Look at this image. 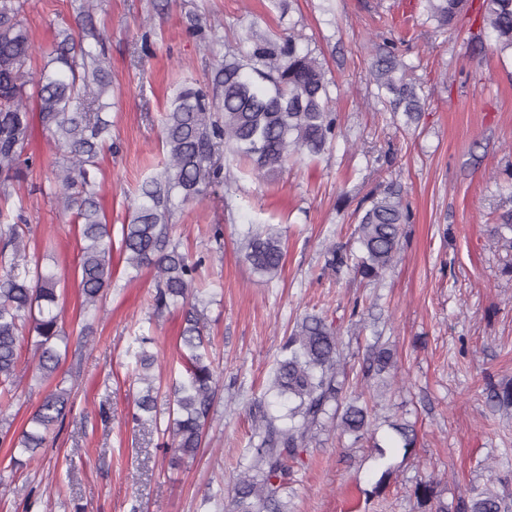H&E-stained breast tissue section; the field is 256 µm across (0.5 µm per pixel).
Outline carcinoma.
<instances>
[{
    "label": "carcinoma",
    "mask_w": 512,
    "mask_h": 512,
    "mask_svg": "<svg viewBox=\"0 0 512 512\" xmlns=\"http://www.w3.org/2000/svg\"><path fill=\"white\" fill-rule=\"evenodd\" d=\"M467 0H426L427 18L446 29L464 11ZM22 0H0V396L12 393L24 343V330L36 335L33 358L38 377L54 378L68 347L57 287L61 276L42 268L27 252L22 225L23 206L11 205L15 182L31 169L28 146L35 125L51 132L63 151L56 173L54 200L76 210L81 220L78 288L83 305L97 306L112 285V243L105 214L99 205L101 185L93 176L96 160L112 139L104 97L111 86L105 65L107 36L95 28L83 30L77 41L67 33L53 56L38 70L27 72L34 52L30 33L21 19ZM482 27L493 36L497 51L512 53V0H483ZM249 48L228 51L215 59L212 86L183 84L167 101L162 130L166 154L162 172L144 181L134 203V216L122 225L121 247L128 266L140 271L151 266L158 273L154 306L158 310L185 307L180 336L185 375L172 380L164 432L170 434L175 460L194 457L212 408L217 382L206 339L204 311L195 298L193 261L174 239L177 209L201 200L207 191L224 184V151L248 161L259 177L279 172L293 156L317 157L338 134L336 113L330 108L331 81L310 49L298 47L299 36L252 34ZM370 83L376 102L386 112H401L410 122L424 112V99L409 67L388 50L376 56ZM356 227L360 255L334 246L325 267L353 266L357 276L378 281L394 265L401 250L403 225L410 210L401 187L391 183L367 197ZM512 217L494 227L497 242L512 251ZM285 242L270 228L246 243V259L255 272L273 279L281 269ZM341 342L333 327L319 315L297 323L282 346L269 390L288 400V414H264L254 428L258 439L247 470L233 479L232 512H286L281 491L288 479V461L299 458L326 418L339 419L342 432L366 440L374 459L386 450L377 438L375 412L360 393L342 397L337 381L343 361ZM370 359L377 375L395 370L390 348L375 343ZM156 356L137 354L138 379L145 384L134 399L131 419L139 424L157 421L158 392L150 371ZM486 399L498 409H512V382L488 384ZM70 391L59 382L44 397L12 449L33 460L45 447L56 423L70 412ZM396 442L411 454L417 437L407 422L388 423ZM420 512H448L441 482L429 479L412 490ZM457 512H512V497L488 486L473 487Z\"/></svg>",
    "instance_id": "cac0c4a2"
}]
</instances>
